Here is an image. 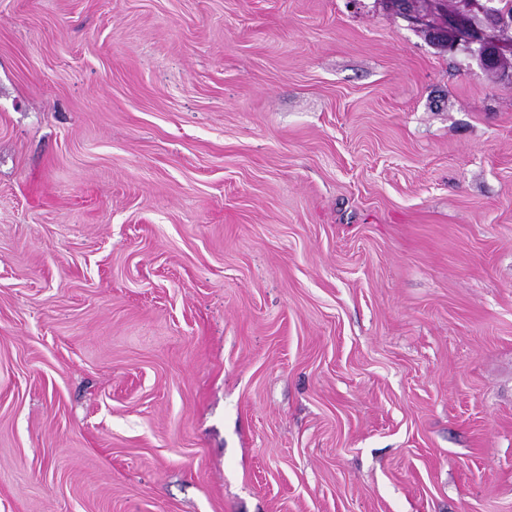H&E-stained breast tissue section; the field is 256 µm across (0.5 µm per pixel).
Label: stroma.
<instances>
[{
  "label": "stroma",
  "mask_w": 512,
  "mask_h": 512,
  "mask_svg": "<svg viewBox=\"0 0 512 512\" xmlns=\"http://www.w3.org/2000/svg\"><path fill=\"white\" fill-rule=\"evenodd\" d=\"M496 4L0 0V512H512ZM458 40L471 45H477L475 52L480 61L489 66L497 59V50L490 37L480 28L462 25L458 30Z\"/></svg>",
  "instance_id": "obj_1"
}]
</instances>
